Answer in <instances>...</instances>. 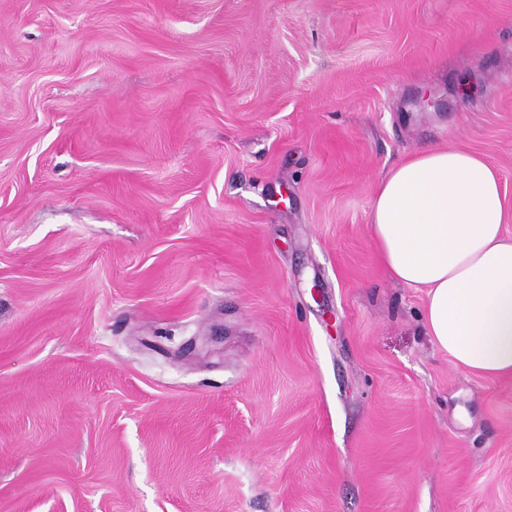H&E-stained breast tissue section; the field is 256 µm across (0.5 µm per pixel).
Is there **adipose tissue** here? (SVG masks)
Segmentation results:
<instances>
[{
    "mask_svg": "<svg viewBox=\"0 0 512 512\" xmlns=\"http://www.w3.org/2000/svg\"><path fill=\"white\" fill-rule=\"evenodd\" d=\"M498 170L432 146L378 181L369 233L389 276L425 294L434 345L470 374L512 375V238Z\"/></svg>",
    "mask_w": 512,
    "mask_h": 512,
    "instance_id": "obj_1",
    "label": "adipose tissue"
}]
</instances>
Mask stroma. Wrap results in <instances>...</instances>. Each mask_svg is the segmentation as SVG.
<instances>
[{
  "instance_id": "stroma-1",
  "label": "stroma",
  "mask_w": 512,
  "mask_h": 512,
  "mask_svg": "<svg viewBox=\"0 0 512 512\" xmlns=\"http://www.w3.org/2000/svg\"><path fill=\"white\" fill-rule=\"evenodd\" d=\"M443 144L512 202V0H0V512H512L368 232Z\"/></svg>"
}]
</instances>
